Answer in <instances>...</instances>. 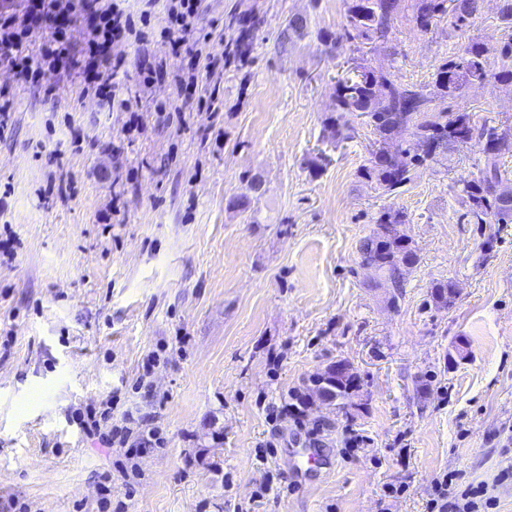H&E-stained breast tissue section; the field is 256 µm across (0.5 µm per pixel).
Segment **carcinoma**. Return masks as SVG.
Returning <instances> with one entry per match:
<instances>
[{"label":"carcinoma","mask_w":512,"mask_h":512,"mask_svg":"<svg viewBox=\"0 0 512 512\" xmlns=\"http://www.w3.org/2000/svg\"><path fill=\"white\" fill-rule=\"evenodd\" d=\"M447 0H418L416 19L420 27L428 29L439 16L448 12ZM482 0H456L455 23L463 24L480 15ZM397 0H350L347 26L340 32H323L318 36L325 52L333 55L342 43L356 37L364 40L386 41L392 32ZM498 14L506 25L507 33L500 46V66L492 70L485 57V48L476 40L462 43L457 51L437 66L431 83L424 86L403 85L393 80L384 67L359 64L336 82L335 99L338 116L325 120L323 137L332 142L349 139L348 126L343 114L356 113L367 118L377 136V147L370 152L367 163L360 170L361 176L387 196L400 194L408 185L417 168L435 163L448 154V145L481 146L478 173L462 181L468 215L476 224L512 223V198L502 202L496 187L505 188L504 171L501 170L502 134L512 132L509 125L477 124L468 112L439 111L434 106L438 99L454 98L469 84H512V0H499ZM263 24V19L253 14L247 20H235L236 52L244 56L252 46V33ZM399 129L411 132L422 140L427 151L422 155L399 148L394 137ZM408 223L404 211L389 207L382 211L376 224ZM390 242L372 232L359 240L357 252L362 261L376 265L380 281L391 282L403 288L406 273L389 262ZM432 302L443 309L451 307L455 297L448 293V283L440 282L432 288ZM358 387V377H338L330 374L323 397L328 405L341 408L343 401Z\"/></svg>","instance_id":"1"}]
</instances>
